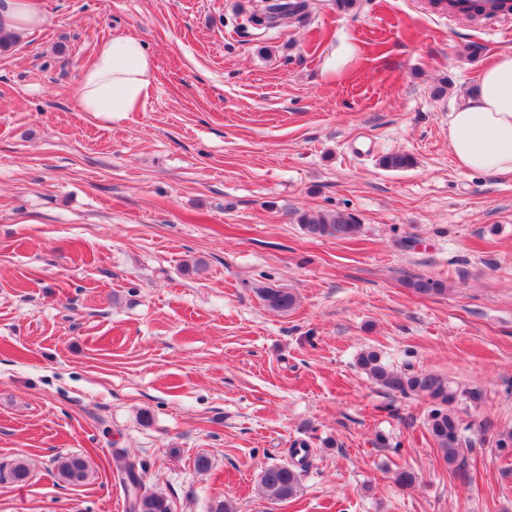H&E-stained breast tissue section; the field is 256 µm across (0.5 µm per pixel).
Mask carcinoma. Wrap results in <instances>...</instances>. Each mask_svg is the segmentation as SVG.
Segmentation results:
<instances>
[{
	"label": "carcinoma",
	"mask_w": 512,
	"mask_h": 512,
	"mask_svg": "<svg viewBox=\"0 0 512 512\" xmlns=\"http://www.w3.org/2000/svg\"><path fill=\"white\" fill-rule=\"evenodd\" d=\"M304 8L298 0L268 6L273 18L297 15ZM385 168L404 169L413 165L411 157L404 154H389L380 160ZM298 223L318 236L352 239L361 233V225L348 214L341 212L303 213ZM407 286L420 295H440L447 292L443 281L430 277H412ZM265 304L277 311H289L297 303L294 293L284 288L265 287L259 290ZM358 366L383 391L402 397L418 396L428 399L432 408L427 416V429L448 470L460 477L467 476L469 461L463 449L472 447V440L466 436L471 426L464 424L454 409V403L462 396L470 404L478 406L484 395L482 389L474 387L457 393L445 377L431 373H416L410 368L397 369L389 364L375 349L362 351L357 358ZM299 455L293 464H271L264 468L259 477V492L274 500H288L298 494L301 487V470L308 464V448H297ZM121 483L131 504L130 512H170L166 499L144 490L142 476L137 466L126 462L119 468ZM57 475L65 483L79 485L89 478L87 460L78 455L63 458L58 462Z\"/></svg>",
	"instance_id": "carcinoma-1"
}]
</instances>
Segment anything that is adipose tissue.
Listing matches in <instances>:
<instances>
[{
  "instance_id": "1",
  "label": "adipose tissue",
  "mask_w": 512,
  "mask_h": 512,
  "mask_svg": "<svg viewBox=\"0 0 512 512\" xmlns=\"http://www.w3.org/2000/svg\"><path fill=\"white\" fill-rule=\"evenodd\" d=\"M38 0H5L0 33L21 37L42 26ZM153 57L135 35L115 34L98 46L73 90L81 111L136 112L153 90ZM448 144L458 167L512 174V51H500L479 73L472 92L448 117Z\"/></svg>"
}]
</instances>
